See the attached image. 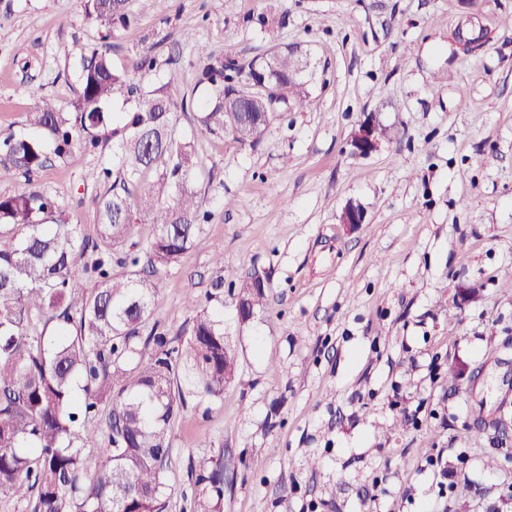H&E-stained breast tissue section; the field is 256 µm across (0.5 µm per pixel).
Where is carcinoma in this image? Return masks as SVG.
Masks as SVG:
<instances>
[{"mask_svg": "<svg viewBox=\"0 0 512 512\" xmlns=\"http://www.w3.org/2000/svg\"><path fill=\"white\" fill-rule=\"evenodd\" d=\"M125 2L84 0V10L110 36L136 22ZM286 18L261 16L272 45L262 56H207L199 78L209 87L199 105L202 132L252 146L288 103L305 97L303 54L277 43ZM155 64L142 55L119 70L95 51L81 59L71 111L42 97L27 113L40 138L0 132V166L28 178L47 163V142L58 156L75 143L112 144V163L88 173L110 184L97 198L99 237L91 243L49 197L0 196V493L27 502L31 512H165L171 419L185 396L217 398L235 375L237 355L224 345L221 314L196 317L190 337L172 347L158 324L148 326L156 282L136 271L112 275V251L132 231L129 196H139L155 227L150 250L166 265L179 262L210 220L197 190L195 137L178 132L176 105L164 89L147 91L137 81ZM118 97L132 108L112 111ZM86 255L92 288L77 269ZM216 261L212 298L219 299L228 277L242 306L263 305L257 277L235 280L221 247ZM103 403L111 405L99 449L104 468L91 480L81 419ZM196 483L209 488L191 512H223L221 474L202 463Z\"/></svg>", "mask_w": 512, "mask_h": 512, "instance_id": "obj_1", "label": "carcinoma"}]
</instances>
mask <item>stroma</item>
<instances>
[{
  "instance_id": "1",
  "label": "stroma",
  "mask_w": 512,
  "mask_h": 512,
  "mask_svg": "<svg viewBox=\"0 0 512 512\" xmlns=\"http://www.w3.org/2000/svg\"><path fill=\"white\" fill-rule=\"evenodd\" d=\"M127 7L136 26L109 37L82 0H0V129L25 133L45 94L68 110L93 50L119 68L150 50L141 82L195 137L212 220L160 267L152 319L185 338L198 308L221 312L238 370L173 418L166 512H190L202 461L224 512H512V0ZM272 10L309 55L306 98L252 146L199 132L184 94L207 56L265 54L254 19ZM477 29L464 51L457 32ZM368 112L387 134L359 157L347 142ZM111 160L76 149L29 181L0 169V195L42 192L94 240L104 187L86 176ZM351 204L365 223H341ZM219 243L226 267L268 280L247 322L232 288L206 300Z\"/></svg>"
}]
</instances>
